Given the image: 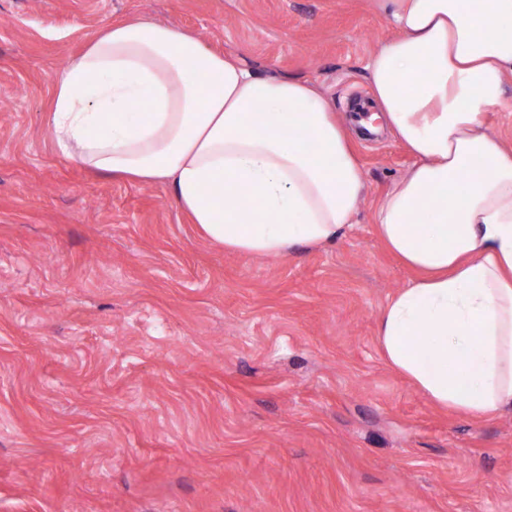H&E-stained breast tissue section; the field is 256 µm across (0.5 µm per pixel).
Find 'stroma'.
Returning <instances> with one entry per match:
<instances>
[{
	"instance_id": "1",
	"label": "stroma",
	"mask_w": 512,
	"mask_h": 512,
	"mask_svg": "<svg viewBox=\"0 0 512 512\" xmlns=\"http://www.w3.org/2000/svg\"><path fill=\"white\" fill-rule=\"evenodd\" d=\"M135 18L343 119L396 33L375 0H0V512H512V411L436 406L378 342L415 277L374 225L412 163L389 129L354 142L347 233L274 260L55 145L57 76Z\"/></svg>"
}]
</instances>
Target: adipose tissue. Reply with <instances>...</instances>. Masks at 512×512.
Returning a JSON list of instances; mask_svg holds the SVG:
<instances>
[{"instance_id": "obj_1", "label": "adipose tissue", "mask_w": 512, "mask_h": 512, "mask_svg": "<svg viewBox=\"0 0 512 512\" xmlns=\"http://www.w3.org/2000/svg\"><path fill=\"white\" fill-rule=\"evenodd\" d=\"M377 4L398 34L365 79L414 163L375 227L416 273L383 308L378 341L436 406L492 417L512 409V145L484 115L512 89V0ZM51 130L88 169L164 185L209 241L249 256L336 241L365 190L318 88L147 19L108 26L69 61Z\"/></svg>"}]
</instances>
